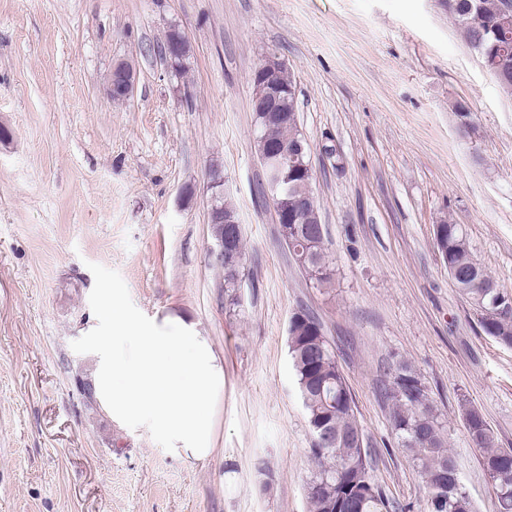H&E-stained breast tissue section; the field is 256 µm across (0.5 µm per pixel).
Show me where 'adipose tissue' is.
<instances>
[{"label": "adipose tissue", "mask_w": 512, "mask_h": 512, "mask_svg": "<svg viewBox=\"0 0 512 512\" xmlns=\"http://www.w3.org/2000/svg\"><path fill=\"white\" fill-rule=\"evenodd\" d=\"M97 317L83 343L100 412L121 429L148 433L174 457L208 459L212 409L224 394V364L209 337L177 316L138 317L107 288Z\"/></svg>", "instance_id": "ef3b65f1"}]
</instances>
